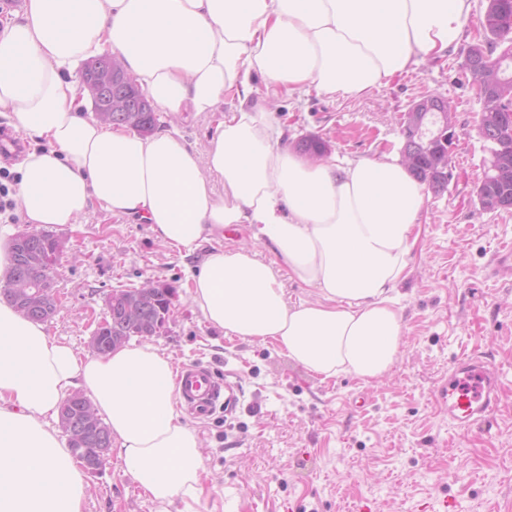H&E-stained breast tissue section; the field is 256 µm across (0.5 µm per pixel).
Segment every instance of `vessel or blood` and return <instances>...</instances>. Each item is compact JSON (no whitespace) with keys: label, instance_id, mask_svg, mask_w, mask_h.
I'll return each mask as SVG.
<instances>
[{"label":"vessel or blood","instance_id":"obj_1","mask_svg":"<svg viewBox=\"0 0 512 512\" xmlns=\"http://www.w3.org/2000/svg\"><path fill=\"white\" fill-rule=\"evenodd\" d=\"M176 389L185 412L194 419L210 418L218 404L229 403L228 383L202 365H184L177 372ZM504 386L491 360L479 353L452 360L448 374V420L469 430L489 421L499 409Z\"/></svg>","mask_w":512,"mask_h":512}]
</instances>
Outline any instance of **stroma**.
Listing matches in <instances>:
<instances>
[{"instance_id":"obj_1","label":"stroma","mask_w":512,"mask_h":512,"mask_svg":"<svg viewBox=\"0 0 512 512\" xmlns=\"http://www.w3.org/2000/svg\"><path fill=\"white\" fill-rule=\"evenodd\" d=\"M468 24L456 48L368 94L330 99L316 92L269 101L289 144L323 138L326 159L398 157L399 122L425 94L454 99L456 141L443 192L427 193L426 233L411 272L398 287L403 309L401 355L382 378L328 380L291 363L273 344L226 338L190 302L189 278L211 243L179 255L149 225L93 206L78 223L55 227L66 252L54 274L62 298L48 334L87 354L92 320L121 285L160 280L177 291L166 331L150 342L174 365L200 363L235 384L230 408L196 425L203 458L199 498L167 508L145 495L109 454L87 478L83 512H512V282L489 274L494 253L512 244V210L481 209L477 186L489 152L477 133L480 103L461 70L475 41ZM157 111L156 128L204 149L225 113ZM479 350L503 374L505 397L492 423L463 431L448 421L441 396L448 365Z\"/></svg>"}]
</instances>
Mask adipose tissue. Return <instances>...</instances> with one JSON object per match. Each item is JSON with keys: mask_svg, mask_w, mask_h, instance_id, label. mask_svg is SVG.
Masks as SVG:
<instances>
[{"mask_svg": "<svg viewBox=\"0 0 512 512\" xmlns=\"http://www.w3.org/2000/svg\"><path fill=\"white\" fill-rule=\"evenodd\" d=\"M471 12L472 0H25L0 22V112L44 147L18 167L16 212L51 228L98 204L188 255L249 225L274 257L210 251L188 286L204 320L323 378L377 379L400 352L397 286L425 187L393 158L311 163L281 145L264 102L368 93L416 55L445 57ZM107 51L164 111L238 105L202 153L167 131L102 124L70 75ZM282 268L314 300L290 302ZM78 386L146 495L201 494L198 436L175 409L169 356L149 344L77 355L0 297V512H82L85 472L50 425Z\"/></svg>", "mask_w": 512, "mask_h": 512, "instance_id": "ef3b65f1", "label": "adipose tissue"}]
</instances>
